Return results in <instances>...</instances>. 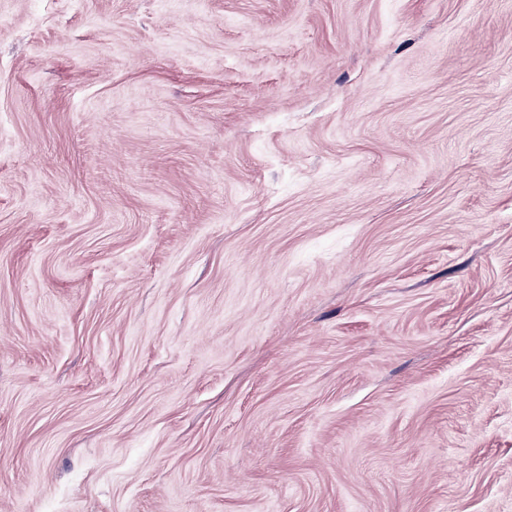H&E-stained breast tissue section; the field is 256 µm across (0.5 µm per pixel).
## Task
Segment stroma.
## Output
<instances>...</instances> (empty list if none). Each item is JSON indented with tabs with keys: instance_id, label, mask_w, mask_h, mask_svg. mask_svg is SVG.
Instances as JSON below:
<instances>
[{
	"instance_id": "obj_1",
	"label": "stroma",
	"mask_w": 512,
	"mask_h": 512,
	"mask_svg": "<svg viewBox=\"0 0 512 512\" xmlns=\"http://www.w3.org/2000/svg\"><path fill=\"white\" fill-rule=\"evenodd\" d=\"M0 512H512V0H0Z\"/></svg>"
}]
</instances>
